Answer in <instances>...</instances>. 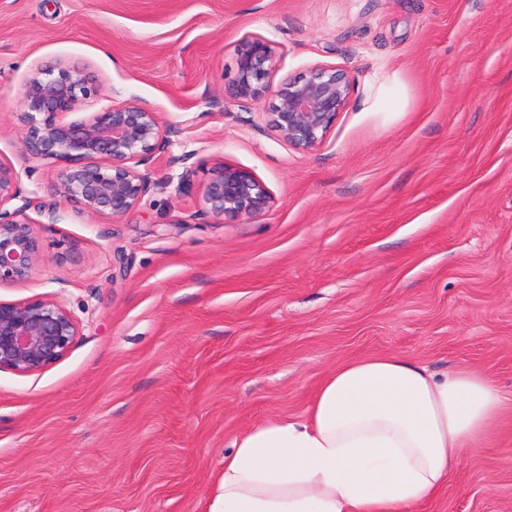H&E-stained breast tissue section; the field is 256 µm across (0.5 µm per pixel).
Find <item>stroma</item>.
<instances>
[{
	"mask_svg": "<svg viewBox=\"0 0 512 512\" xmlns=\"http://www.w3.org/2000/svg\"><path fill=\"white\" fill-rule=\"evenodd\" d=\"M253 36L277 74L346 70L317 149L225 102ZM55 64L99 84L73 119L136 99L173 130L121 220L60 202L56 164L20 153L25 83ZM0 161L42 245L0 302L80 322L56 363L0 371V512H209L236 435L371 352L474 366L512 398V0H0ZM226 163L267 213L202 215ZM421 512H512V418Z\"/></svg>",
	"mask_w": 512,
	"mask_h": 512,
	"instance_id": "35a3bbf8",
	"label": "stroma"
}]
</instances>
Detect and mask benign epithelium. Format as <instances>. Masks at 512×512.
Segmentation results:
<instances>
[{"mask_svg":"<svg viewBox=\"0 0 512 512\" xmlns=\"http://www.w3.org/2000/svg\"><path fill=\"white\" fill-rule=\"evenodd\" d=\"M273 55L265 39H248L224 99L267 102V125L289 145L314 150L345 109L350 80L344 69L326 64L278 78ZM97 93V81L81 69L37 68L26 82L17 115L21 155L58 164L54 191L61 201L117 221L137 208L153 185L145 165L165 147L172 129L138 100L82 121L64 120ZM18 195L17 171L0 161V285L28 282L40 258L37 221L28 216L27 206L1 209ZM273 203L253 172L229 163L212 174L200 197L202 213L217 224L262 216ZM78 334L77 318L59 301L0 302V370L37 373L62 358Z\"/></svg>","mask_w":512,"mask_h":512,"instance_id":"7a95c632","label":"benign epithelium"}]
</instances>
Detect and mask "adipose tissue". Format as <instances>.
Masks as SVG:
<instances>
[{"mask_svg":"<svg viewBox=\"0 0 512 512\" xmlns=\"http://www.w3.org/2000/svg\"><path fill=\"white\" fill-rule=\"evenodd\" d=\"M512 403L472 368L371 354L327 374L306 412L234 439L209 512H416Z\"/></svg>","mask_w":512,"mask_h":512,"instance_id":"1","label":"adipose tissue"}]
</instances>
